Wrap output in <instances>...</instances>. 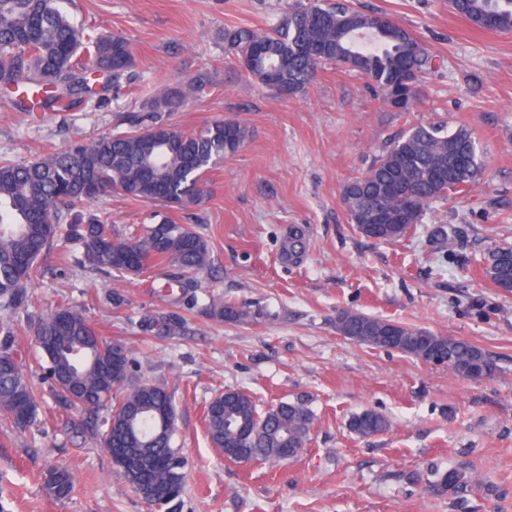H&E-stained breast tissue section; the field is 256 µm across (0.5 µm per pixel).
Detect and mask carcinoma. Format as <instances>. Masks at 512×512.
<instances>
[{"label": "carcinoma", "mask_w": 512, "mask_h": 512, "mask_svg": "<svg viewBox=\"0 0 512 512\" xmlns=\"http://www.w3.org/2000/svg\"><path fill=\"white\" fill-rule=\"evenodd\" d=\"M65 0H0V86L17 91L12 98L22 112L70 108L73 96L92 98L133 65L129 41L116 34L85 29L62 9ZM452 10L477 22L493 19L491 29L512 32V0H450ZM224 42L245 72L274 91L292 95L307 89L322 65L342 64L355 54L353 69L372 82L382 103L395 112H411L422 93L423 75L434 67L433 55L392 18L364 13L338 0H309L286 13L264 33L240 27L224 32ZM206 85L202 77L153 95L132 132L76 142L30 163L0 161V411L18 429L35 423L39 386L22 372L19 343L8 313L29 305L28 285L37 278L40 259L60 226L82 245L84 265L121 276L139 275L171 263L200 273L211 261L204 237L159 212L142 236L118 238L107 220L83 216L78 203H91L111 191L149 205L189 209L208 194L206 175L217 162L244 145L248 132L233 119L216 120L191 132L163 119L184 99ZM480 159L477 144L464 127L441 125L408 129L379 155L369 169L349 178L342 200L349 223L379 216L378 226L364 236L396 242L422 223L432 205L463 191L475 180ZM490 280L512 291V246L493 248L485 267ZM336 331L361 345L395 350L408 356L448 362L462 379L476 365L495 372L488 354L468 341L420 327L349 310L336 316ZM34 343L46 358L45 377L57 384L58 400L86 411L83 432L96 433L93 420L112 400V389L131 363L128 349L112 360V345L103 343L92 325L66 308L54 309L34 326ZM171 395L163 388L140 384L111 410L101 445L134 489L175 502L185 482V461L175 446ZM313 413L303 401L281 402L261 412L242 390L216 397L206 414L212 443L224 456L243 461H287L305 447ZM350 429L368 437L384 432L389 420L365 409L352 416ZM48 485L57 498L73 487L63 468L49 472ZM441 493L468 491L465 475L450 469L433 484Z\"/></svg>", "instance_id": "cac0c4a2"}]
</instances>
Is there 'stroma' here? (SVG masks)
<instances>
[{"instance_id": "obj_1", "label": "stroma", "mask_w": 512, "mask_h": 512, "mask_svg": "<svg viewBox=\"0 0 512 512\" xmlns=\"http://www.w3.org/2000/svg\"><path fill=\"white\" fill-rule=\"evenodd\" d=\"M298 0H72L74 22L119 33L134 62L77 112H18L0 94V159L30 162L75 142L128 130L144 102L197 77L203 92L164 119L192 131L232 118L249 132L242 149L210 174L209 196L174 213L204 237L211 264L175 295L170 268L110 277L80 262L64 237L39 261L27 309L13 314L25 375L42 361L33 325L48 310L83 314L98 336L130 350L129 382L164 387L176 410L185 485L176 512H512V292L484 268L491 248L512 244V32L477 28L448 0H351L387 15L423 42L437 68L411 112L383 105L358 72L328 65L283 97L248 77L227 51L225 30H268ZM465 126L481 159L475 183L434 204L395 243L349 224L347 178L366 171L414 125ZM107 218L113 235H139L149 207L111 193L79 207ZM447 224V242L433 225ZM301 233L304 250L288 243ZM233 304L239 318L212 314ZM465 339L494 360L474 382L414 357L353 342L336 331L340 311ZM246 391L260 409L301 400L314 413L300 455L276 464L225 460L206 429L209 403ZM36 422L15 428L0 413V512H151L98 441L76 432L83 412L39 387ZM373 409L387 431L363 438L352 414ZM54 467L73 476L56 498ZM458 468L468 492L431 491L439 470Z\"/></svg>"}]
</instances>
